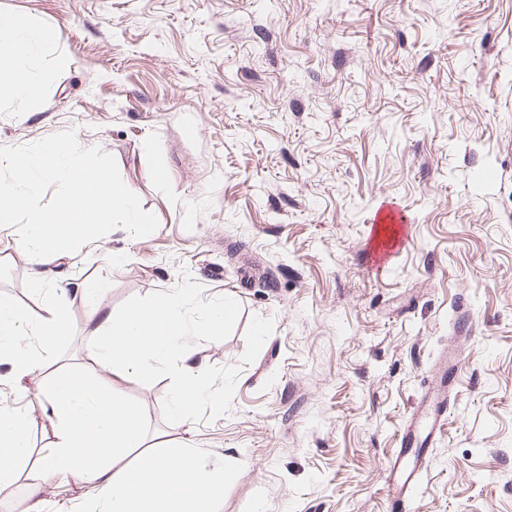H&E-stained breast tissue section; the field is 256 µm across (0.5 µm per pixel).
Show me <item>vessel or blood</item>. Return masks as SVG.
Segmentation results:
<instances>
[{"instance_id": "1", "label": "vessel or blood", "mask_w": 512, "mask_h": 512, "mask_svg": "<svg viewBox=\"0 0 512 512\" xmlns=\"http://www.w3.org/2000/svg\"><path fill=\"white\" fill-rule=\"evenodd\" d=\"M372 221L375 243L372 254L378 268L387 269L400 238L395 227L408 223L404 208L387 201L376 210ZM476 334L474 322L461 319L455 326L452 346L445 348L438 362L441 369L439 388L425 397L404 419L398 434V447L382 471L383 487L390 500L389 512H414L415 499L424 472L432 462V446L445 434L453 406V375L463 349Z\"/></svg>"}]
</instances>
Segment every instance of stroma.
<instances>
[{
	"mask_svg": "<svg viewBox=\"0 0 512 512\" xmlns=\"http://www.w3.org/2000/svg\"><path fill=\"white\" fill-rule=\"evenodd\" d=\"M47 33L34 95L0 102V146L62 131L112 154L157 230L117 228L49 264L0 228V300L56 298L68 332L0 403L38 410L98 334L75 287L121 315L189 287L206 399L183 417L161 371L121 383L146 443L238 470L218 512H389L380 474L475 318L416 512H512V0H0ZM413 219L386 271L370 219ZM45 289L35 291L34 278ZM224 401L214 412L209 395Z\"/></svg>",
	"mask_w": 512,
	"mask_h": 512,
	"instance_id": "stroma-1",
	"label": "stroma"
}]
</instances>
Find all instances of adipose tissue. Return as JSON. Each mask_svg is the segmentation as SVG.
Wrapping results in <instances>:
<instances>
[{
  "mask_svg": "<svg viewBox=\"0 0 512 512\" xmlns=\"http://www.w3.org/2000/svg\"><path fill=\"white\" fill-rule=\"evenodd\" d=\"M47 36L22 15H0V101L27 98L40 75L37 46ZM105 280L85 283L79 292L90 318L105 333L92 351L96 366L111 369L117 382L146 378L169 367L174 379L171 395L176 415L186 414L199 396L201 379L191 365L193 341L210 328L226 324L235 304L225 299L206 321L189 320L183 294L159 296L152 304L135 306L115 316L101 309ZM21 313L0 303V363H8L16 382L43 367L42 357L24 343L18 332ZM115 386L101 388L89 379L56 375L41 411L51 424L50 444L41 457L33 482L35 512H44L48 482L73 480L87 487L79 512H215L224 487L236 472L232 468L206 469L190 446L144 449L138 407ZM34 416L0 406V486L15 482L30 449ZM141 456L134 466L125 458Z\"/></svg>",
  "mask_w": 512,
  "mask_h": 512,
  "instance_id": "1",
  "label": "adipose tissue"
}]
</instances>
